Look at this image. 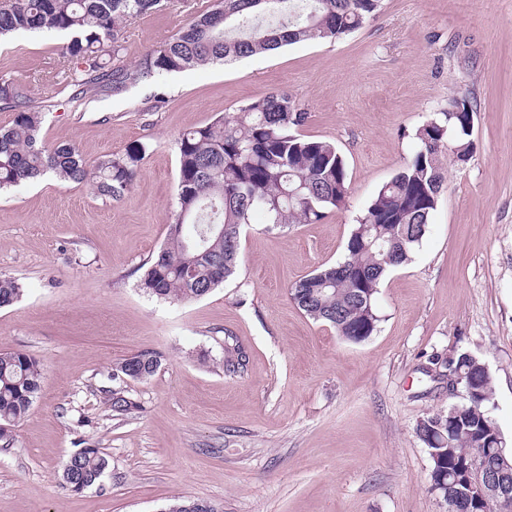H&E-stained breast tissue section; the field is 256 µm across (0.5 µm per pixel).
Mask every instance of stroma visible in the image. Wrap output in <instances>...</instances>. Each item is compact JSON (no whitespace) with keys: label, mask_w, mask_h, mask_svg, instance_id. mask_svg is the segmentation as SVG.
I'll list each match as a JSON object with an SVG mask.
<instances>
[{"label":"stroma","mask_w":512,"mask_h":512,"mask_svg":"<svg viewBox=\"0 0 512 512\" xmlns=\"http://www.w3.org/2000/svg\"><path fill=\"white\" fill-rule=\"evenodd\" d=\"M213 0H163L127 23L120 62L134 66ZM68 33L0 39V76L22 81L47 143L94 161L149 143L120 201L53 177L0 192V274L24 293L0 309V350L38 358L30 413L0 449V512H161L175 497L216 512H446L430 490L418 422L452 398L444 358L478 357L493 380L490 415L512 447V0H381L374 18L332 40L74 99L57 73ZM271 92L306 112L301 135L335 143L345 206L313 224L255 216L234 277L169 303L140 286L177 206L180 133ZM164 104H157V97ZM454 100L473 112V154L447 184L407 264L383 278L381 321L352 343L307 317L288 290L342 260L356 220L414 153L423 124ZM248 359L224 372V336ZM164 355L126 381L141 408L113 416L112 368ZM94 446L99 484L63 487L61 464ZM161 365L162 355L159 352L141 350L118 362L112 369V379H116L121 374L126 379L142 382L153 376Z\"/></svg>","instance_id":"obj_1"}]
</instances>
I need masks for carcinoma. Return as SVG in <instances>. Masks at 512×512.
<instances>
[{"label": "carcinoma", "instance_id": "1", "mask_svg": "<svg viewBox=\"0 0 512 512\" xmlns=\"http://www.w3.org/2000/svg\"><path fill=\"white\" fill-rule=\"evenodd\" d=\"M162 0H0V36L15 32L67 31L62 55L74 63L68 85L75 97L110 91L119 95L137 81L217 62L251 57L286 45L336 39L374 17L381 0H218L215 9L192 19L171 40L147 50L133 69L111 64L122 50L128 21L149 15ZM0 106L13 112L0 126V189L32 183L52 174L90 184L119 201L133 185L149 145L139 143L121 155L89 163L73 144L49 147L40 135L42 113L26 88L0 77ZM452 116L431 121L416 132L417 149L378 190L348 239L343 261L318 269L289 288L290 299L315 321L330 324L341 338L358 343L376 331V294L385 272L411 260L426 234L443 192L447 173L442 157L463 165L471 153L472 115L466 101L451 104ZM306 120L292 98L269 93L230 117L184 131L178 138L177 207L167 221V238L148 261L141 288L173 303L210 294L235 272L241 229L261 214L279 227L312 224L345 204L350 183L336 146L297 133ZM371 289L369 301L360 291ZM24 291L15 278L0 276V308ZM224 370L246 365L238 344H225ZM162 365V355L141 350L118 362L112 378L145 381ZM452 366L465 402L428 415L416 432L432 452L431 479L462 476L474 464L490 475L512 478V454L500 456L489 428L491 376L475 356L460 353ZM39 361L21 351L0 350V446L12 441L13 427L29 413L41 388ZM112 412L139 405L114 390ZM109 461L98 448H82L62 465L61 480L75 492L98 484ZM448 512H465L459 485L448 480L441 491ZM473 512H512V499L489 498ZM162 512H215L209 503L177 497Z\"/></svg>", "mask_w": 512, "mask_h": 512}]
</instances>
